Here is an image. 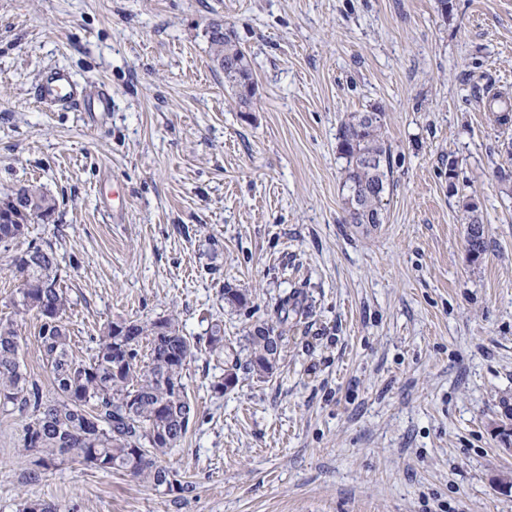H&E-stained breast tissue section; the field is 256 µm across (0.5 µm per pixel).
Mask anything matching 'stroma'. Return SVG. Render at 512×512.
<instances>
[{
	"mask_svg": "<svg viewBox=\"0 0 512 512\" xmlns=\"http://www.w3.org/2000/svg\"><path fill=\"white\" fill-rule=\"evenodd\" d=\"M223 22L252 61L238 111L210 56ZM52 68L88 124L37 103ZM512 0H0V198L35 182L56 200L31 227L52 242L77 358L120 319L224 323L245 351L280 297L279 367L215 395L223 360L183 372L197 416L169 463L179 494L78 461L24 476L28 411L0 407V512H512V453L492 427L512 403ZM384 112L391 186L378 225L344 223L342 121ZM457 177L449 179L448 165ZM120 203H113V196ZM487 252L465 251L464 198ZM228 288L250 302H224ZM40 322L19 324L30 380L52 395ZM306 308L309 307L303 305V301L299 299V295L296 292H293L292 295H284L280 297L276 304L277 321L280 325H285L288 323L291 314H294L296 317L298 315L303 316L307 312Z\"/></svg>",
	"mask_w": 512,
	"mask_h": 512,
	"instance_id": "1",
	"label": "stroma"
}]
</instances>
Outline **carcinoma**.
<instances>
[{
  "mask_svg": "<svg viewBox=\"0 0 512 512\" xmlns=\"http://www.w3.org/2000/svg\"><path fill=\"white\" fill-rule=\"evenodd\" d=\"M212 61L224 58V84L234 90L237 107L250 102L239 96L233 73L252 77L251 62L232 34L212 31L209 35ZM498 113L501 124L512 121V107L494 95L484 102ZM365 113L355 112L339 129L337 151L345 159L343 168L346 224H381L383 198L389 186L390 148L382 132L383 122L367 124ZM362 201L354 203V193ZM15 194L25 199L43 217L51 216L55 200L37 185L22 186ZM24 224H0V251L9 254V268L18 287L16 314H33L40 321V351L52 375L54 396L45 397L31 382L20 358L24 344L18 325L0 323V405L29 409L33 418L25 427L26 450L40 454L36 465L48 469L66 460H78L110 473L123 470L139 480L168 491L186 492L192 483L179 479L173 468L159 460L177 447L195 418L183 383V371L198 351V342L183 335L172 318L150 323L138 320L112 321L95 338L91 356L76 359L71 350L64 317L70 308L66 292L58 282L57 254L49 243L27 240ZM307 312L297 293L286 294L276 303L277 321L288 323L290 315ZM282 334L274 327L256 324L247 332L249 356L240 361L235 347L224 343V325L211 324L206 343L224 355V376L212 383L217 394L236 384L238 371L260 379L277 368ZM148 353L142 354V343ZM16 512H56L40 499L24 498Z\"/></svg>",
  "mask_w": 512,
  "mask_h": 512,
  "instance_id": "1",
  "label": "carcinoma"
}]
</instances>
